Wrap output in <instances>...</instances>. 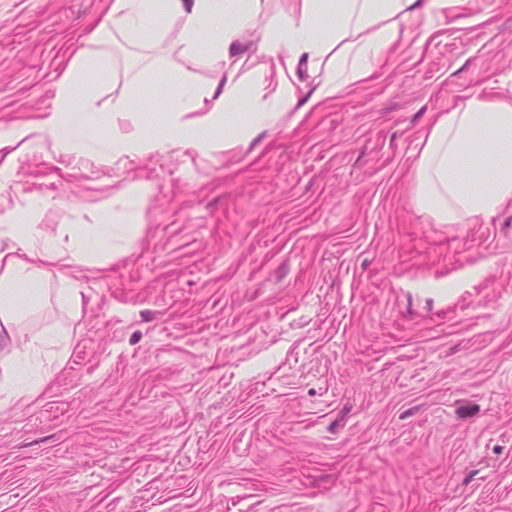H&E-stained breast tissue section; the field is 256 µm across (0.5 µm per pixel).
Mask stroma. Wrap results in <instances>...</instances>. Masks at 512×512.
<instances>
[{"mask_svg":"<svg viewBox=\"0 0 512 512\" xmlns=\"http://www.w3.org/2000/svg\"><path fill=\"white\" fill-rule=\"evenodd\" d=\"M112 0H0V127L34 129L77 58L103 120L75 158L0 148V209L45 234L150 192L124 252L68 266L64 364L0 413V512H512V203L437 224L414 204L433 117L512 97V0H448L424 43L248 146L112 158V102L153 134L220 63L100 41ZM470 18L459 28L460 17Z\"/></svg>","mask_w":512,"mask_h":512,"instance_id":"1","label":"stroma"}]
</instances>
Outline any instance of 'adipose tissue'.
Segmentation results:
<instances>
[{
	"label": "adipose tissue",
	"mask_w": 512,
	"mask_h": 512,
	"mask_svg": "<svg viewBox=\"0 0 512 512\" xmlns=\"http://www.w3.org/2000/svg\"><path fill=\"white\" fill-rule=\"evenodd\" d=\"M448 0H276L267 15L265 0H112V26L126 40L138 42L158 19L179 24L175 43L194 50L207 38L214 57L224 63L223 79L197 88L182 85L168 118L167 130L154 138L134 129V107L127 96L112 105L114 155H145L184 149L210 156L247 145L262 132H274L281 116L305 112L314 103L335 98L351 81L368 75L372 65L396 43L400 27L416 21L420 38H427ZM338 14L329 35L319 32L323 16ZM254 64L261 85L242 97L239 71ZM316 72L311 95H304L298 79L302 69ZM74 81L60 83L55 100L42 120L40 134L54 138L73 130L63 140L67 151L83 155L96 130L97 108L85 98L73 109ZM239 110L241 122L233 140L217 137ZM418 209L438 224L473 222L496 213L512 201V103L473 95L463 107L439 115L424 139L413 173ZM142 187L114 197L111 214L103 215L92 231L80 225L66 228L65 238L43 234L34 220L19 209L0 210V412L34 399L47 386L54 364L42 360L55 345L53 333H26L27 306L20 297L25 284L66 264H90L94 257L87 234L110 241L120 251L139 234Z\"/></svg>",
	"instance_id": "obj_1"
}]
</instances>
